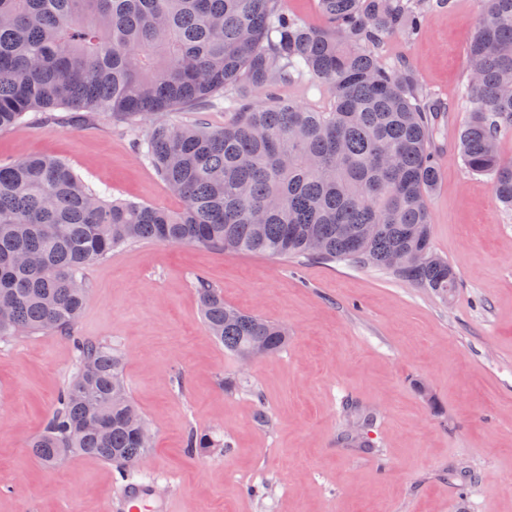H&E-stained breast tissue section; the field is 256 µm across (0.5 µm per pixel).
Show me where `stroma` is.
I'll return each mask as SVG.
<instances>
[{
	"label": "stroma",
	"instance_id": "35a3bbf8",
	"mask_svg": "<svg viewBox=\"0 0 512 512\" xmlns=\"http://www.w3.org/2000/svg\"><path fill=\"white\" fill-rule=\"evenodd\" d=\"M481 19L475 0H426L418 34L388 35L378 50L383 65L405 61L446 108L429 217L458 278L451 295L381 267L154 241L84 268L75 334L123 354L154 433L141 477L173 512H512V210L457 150L472 108L466 50ZM243 99L260 105L267 94L243 88L168 118L220 127ZM138 137L107 118L27 120L0 131V159L54 156L109 198L181 209ZM199 276L226 303L285 325L286 350L237 363L203 323ZM74 364L66 337L0 339V512H105L117 493L111 464L77 454L47 468L31 453ZM237 375L241 388L225 390ZM351 404L375 415L372 452L339 442ZM261 406L272 427L257 424ZM191 430L221 447L187 453Z\"/></svg>",
	"mask_w": 512,
	"mask_h": 512
}]
</instances>
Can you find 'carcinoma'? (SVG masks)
<instances>
[{
    "mask_svg": "<svg viewBox=\"0 0 512 512\" xmlns=\"http://www.w3.org/2000/svg\"><path fill=\"white\" fill-rule=\"evenodd\" d=\"M279 0H0V130L30 113L95 115L135 127L179 211L108 200L65 162L27 155L0 162V338L51 332L72 339L77 369L32 453L45 466L87 455L137 476L147 422L111 346L74 336L87 300L83 269L144 241L196 244L270 257L384 267L444 296L455 274L431 242L428 198L440 171L431 152L438 105L406 64L385 67L384 36L424 18L415 0H318L324 24L288 16ZM483 21L466 51L473 102L457 147L465 168L491 177L512 208V0H477ZM308 78L327 84L331 107L316 112L273 90ZM264 90L214 128L159 121L201 112L228 89ZM398 252L403 262L388 264ZM208 332L236 359L282 351L288 329L224 302L194 282ZM341 440L370 453L374 417L349 411ZM224 444L187 433L195 453Z\"/></svg>",
    "mask_w": 512,
    "mask_h": 512,
    "instance_id": "1",
    "label": "carcinoma"
}]
</instances>
